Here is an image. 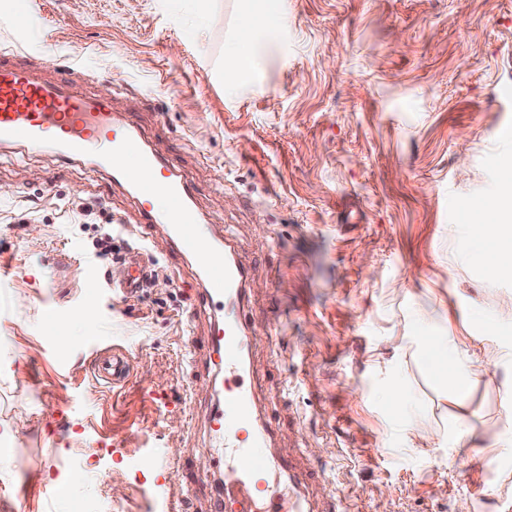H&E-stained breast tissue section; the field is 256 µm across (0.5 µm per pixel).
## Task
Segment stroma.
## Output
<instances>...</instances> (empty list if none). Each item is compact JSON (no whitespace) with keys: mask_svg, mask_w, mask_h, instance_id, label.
Returning <instances> with one entry per match:
<instances>
[{"mask_svg":"<svg viewBox=\"0 0 512 512\" xmlns=\"http://www.w3.org/2000/svg\"><path fill=\"white\" fill-rule=\"evenodd\" d=\"M237 91L241 0H0V60L106 98L192 187L249 269V360L270 454L352 512H512V425L494 365L512 351V278L475 243L512 171V0H280ZM112 234L121 260L95 262ZM0 512H211L205 412L213 315L196 269L90 157L0 146ZM145 269L122 297L121 269ZM470 349L463 399L418 339ZM120 350L119 386L94 372ZM428 428L429 441L415 438ZM189 463L168 469L172 453ZM61 497H45L50 487Z\"/></svg>","mask_w":512,"mask_h":512,"instance_id":"1","label":"stroma"}]
</instances>
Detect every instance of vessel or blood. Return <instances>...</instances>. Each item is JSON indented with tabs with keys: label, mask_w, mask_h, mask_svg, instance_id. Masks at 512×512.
Wrapping results in <instances>:
<instances>
[{
	"label": "vessel or blood",
	"mask_w": 512,
	"mask_h": 512,
	"mask_svg": "<svg viewBox=\"0 0 512 512\" xmlns=\"http://www.w3.org/2000/svg\"><path fill=\"white\" fill-rule=\"evenodd\" d=\"M5 142L34 151L52 148L68 157L95 153L103 166L135 188L146 223L167 225L178 250L200 261L201 300L220 304L224 312L207 338L209 364L223 376L222 402L208 414L214 438L224 444V491L213 512H305L299 490L306 484V473L295 472V492L288 498L264 479L267 459L262 449L269 433L253 428L255 373L247 361V323L242 316L248 273L235 258L232 241L217 239L198 219L187 201V181L167 173L166 162L144 149L133 124L114 122L108 100H87L69 93L65 85H45L24 69L0 65V143ZM133 153L139 158L135 169L126 164ZM155 195L167 200L164 210L152 206ZM97 369L117 383L126 377L127 361L115 353Z\"/></svg>",
	"instance_id": "vessel-or-blood-1"
}]
</instances>
